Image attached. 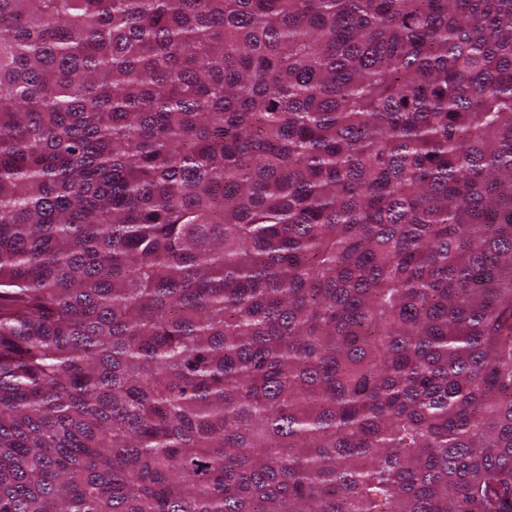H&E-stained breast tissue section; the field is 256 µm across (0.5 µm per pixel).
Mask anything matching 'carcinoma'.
<instances>
[{
  "label": "carcinoma",
  "mask_w": 512,
  "mask_h": 512,
  "mask_svg": "<svg viewBox=\"0 0 512 512\" xmlns=\"http://www.w3.org/2000/svg\"><path fill=\"white\" fill-rule=\"evenodd\" d=\"M0 512H512V0H0Z\"/></svg>",
  "instance_id": "obj_1"
}]
</instances>
